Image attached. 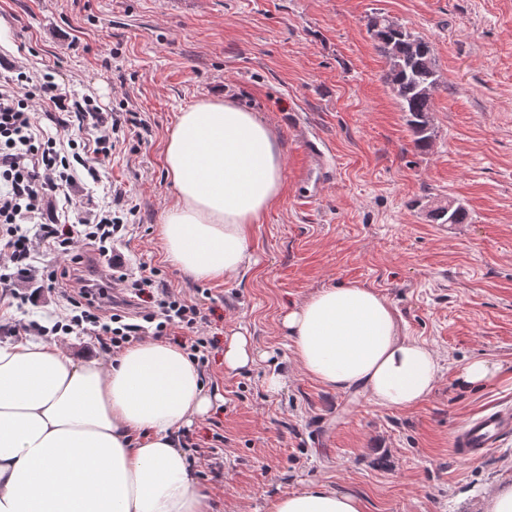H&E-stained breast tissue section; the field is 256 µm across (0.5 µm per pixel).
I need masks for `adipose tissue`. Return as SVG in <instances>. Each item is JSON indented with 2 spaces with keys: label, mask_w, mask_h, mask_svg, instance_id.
<instances>
[{
  "label": "adipose tissue",
  "mask_w": 512,
  "mask_h": 512,
  "mask_svg": "<svg viewBox=\"0 0 512 512\" xmlns=\"http://www.w3.org/2000/svg\"><path fill=\"white\" fill-rule=\"evenodd\" d=\"M176 199L159 235L168 259L199 280L251 260L253 225L279 200L283 156L255 115L221 98L180 112L165 147ZM283 326L300 368L324 386L383 407L425 400L440 356L402 335L390 302L356 283L325 287ZM212 406L178 346L146 340L112 362L74 359L54 342L0 343V512H212L175 432ZM265 512H365L354 492L314 485Z\"/></svg>",
  "instance_id": "adipose-tissue-1"
}]
</instances>
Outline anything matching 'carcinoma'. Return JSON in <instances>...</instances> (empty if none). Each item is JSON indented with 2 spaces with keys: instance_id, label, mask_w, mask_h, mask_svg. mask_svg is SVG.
<instances>
[{
  "instance_id": "obj_1",
  "label": "carcinoma",
  "mask_w": 512,
  "mask_h": 512,
  "mask_svg": "<svg viewBox=\"0 0 512 512\" xmlns=\"http://www.w3.org/2000/svg\"><path fill=\"white\" fill-rule=\"evenodd\" d=\"M368 29L386 59L385 80L400 104L415 147L424 151L435 137L431 103L433 92L441 82L434 50L428 41L385 15L369 17ZM432 217L445 224H464L468 213L458 205L450 211L437 209L432 212Z\"/></svg>"
}]
</instances>
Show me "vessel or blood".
<instances>
[{"mask_svg": "<svg viewBox=\"0 0 512 512\" xmlns=\"http://www.w3.org/2000/svg\"><path fill=\"white\" fill-rule=\"evenodd\" d=\"M305 161L296 171V179L305 187L302 202H311L319 183L326 174L318 162L325 155V147L319 140L309 139L304 143ZM512 436V409L501 408L468 419L457 430L453 439L455 455L465 461L484 456L487 451L498 447L503 440Z\"/></svg>", "mask_w": 512, "mask_h": 512, "instance_id": "vessel-or-blood-1", "label": "vessel or blood"}]
</instances>
